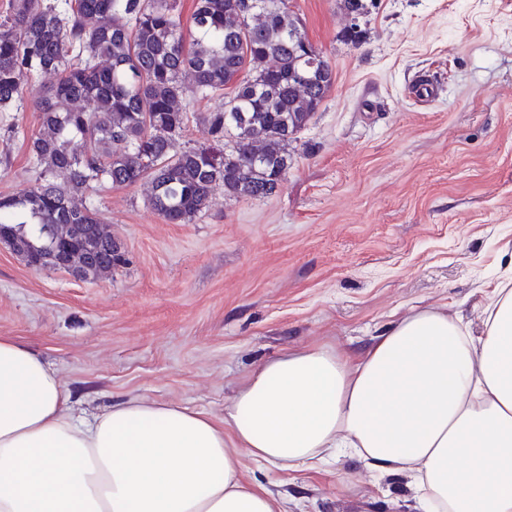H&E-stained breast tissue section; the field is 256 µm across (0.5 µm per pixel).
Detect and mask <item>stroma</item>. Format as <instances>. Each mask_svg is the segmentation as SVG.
<instances>
[{"label":"stroma","mask_w":512,"mask_h":512,"mask_svg":"<svg viewBox=\"0 0 512 512\" xmlns=\"http://www.w3.org/2000/svg\"><path fill=\"white\" fill-rule=\"evenodd\" d=\"M335 82L300 133L275 195L172 224L143 186L86 203L127 262L96 279L30 268L0 246V336L50 362L78 410L131 399L224 416L244 379L281 354L354 358L421 308L480 330L512 274V0H370L359 39L337 0H289ZM437 96H415L420 83ZM40 131L0 112V194L36 182ZM241 476L285 512H415L413 480L354 455Z\"/></svg>","instance_id":"stroma-1"}]
</instances>
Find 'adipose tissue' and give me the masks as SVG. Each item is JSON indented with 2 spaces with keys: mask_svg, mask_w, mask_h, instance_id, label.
Masks as SVG:
<instances>
[{
  "mask_svg": "<svg viewBox=\"0 0 512 512\" xmlns=\"http://www.w3.org/2000/svg\"><path fill=\"white\" fill-rule=\"evenodd\" d=\"M341 448L413 476L424 512H512V280L480 336L422 309L353 361H265L220 420L147 399L77 413L52 366L0 336V512H282L242 482V455L290 469Z\"/></svg>",
  "mask_w": 512,
  "mask_h": 512,
  "instance_id": "obj_1",
  "label": "adipose tissue"
}]
</instances>
